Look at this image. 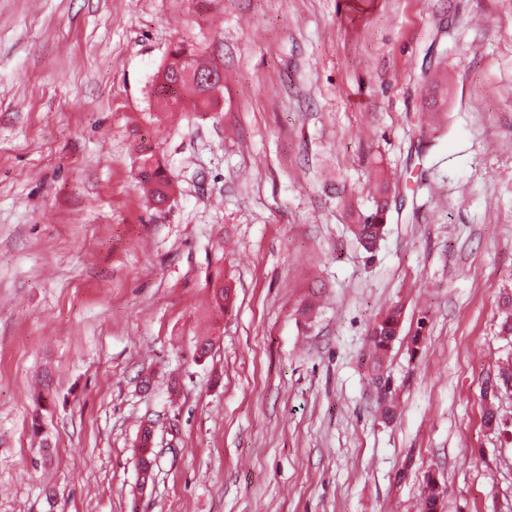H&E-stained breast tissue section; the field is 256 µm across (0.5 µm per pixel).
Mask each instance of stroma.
Masks as SVG:
<instances>
[{
  "mask_svg": "<svg viewBox=\"0 0 512 512\" xmlns=\"http://www.w3.org/2000/svg\"><path fill=\"white\" fill-rule=\"evenodd\" d=\"M180 43L221 110L160 104ZM378 165L370 254L347 212ZM507 292L512 0H0V512H418L430 476L445 512H512V436L482 422L512 424V390L484 397ZM396 302L388 421L367 333ZM138 181L146 186L151 200L163 205L173 192V182L158 159L145 155L138 168ZM376 202L374 212L369 215L358 212L353 220V224H350L351 233L356 241L370 253L376 249L377 244L384 235L389 205L385 198ZM209 285L213 292L215 306L224 313L233 305L232 285L230 280H224V269L218 265L214 274L209 277ZM152 431L149 428H145L141 434L139 442V458H138V470L139 474L150 472L148 477L152 479L154 469V457L152 448Z\"/></svg>",
  "mask_w": 512,
  "mask_h": 512,
  "instance_id": "obj_1",
  "label": "stroma"
}]
</instances>
